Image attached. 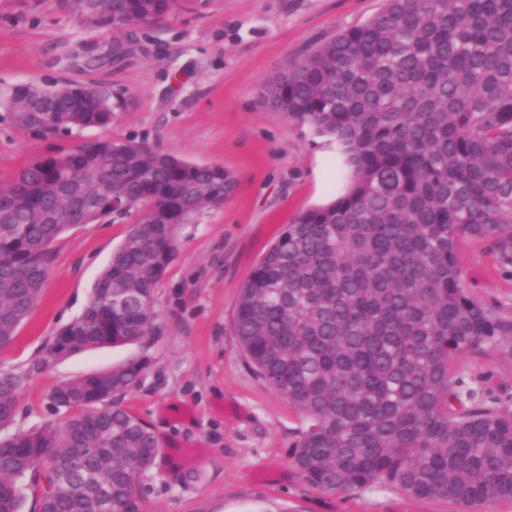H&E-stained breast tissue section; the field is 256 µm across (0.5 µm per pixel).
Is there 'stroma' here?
<instances>
[{"mask_svg": "<svg viewBox=\"0 0 512 512\" xmlns=\"http://www.w3.org/2000/svg\"><path fill=\"white\" fill-rule=\"evenodd\" d=\"M383 0H183L139 29L142 49L121 65L91 68L112 32L57 0H0V103L20 84H93L121 95L112 124L69 138H34L0 106V186L32 160L96 139H134L233 179L222 207L186 225L156 293L157 331L142 345L87 350L33 375L14 426L55 417L50 391L64 380L131 358L147 367L125 404L151 423L164 457L141 483L144 512H442L441 504L370 487L344 499L314 490L289 452L306 420L247 366L231 319L240 288L286 225L348 184L327 137L287 121L260 100L264 82L325 38L358 26ZM129 220L107 217L62 235L42 298L0 370H26L51 336L86 305L93 281ZM473 296L512 321V267L483 243L458 244ZM466 387L512 402V337L459 361Z\"/></svg>", "mask_w": 512, "mask_h": 512, "instance_id": "1", "label": "stroma"}]
</instances>
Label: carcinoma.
I'll use <instances>...</instances> for the list:
<instances>
[{
  "instance_id": "obj_1",
  "label": "carcinoma",
  "mask_w": 512,
  "mask_h": 512,
  "mask_svg": "<svg viewBox=\"0 0 512 512\" xmlns=\"http://www.w3.org/2000/svg\"><path fill=\"white\" fill-rule=\"evenodd\" d=\"M179 0H80L77 14L123 32L86 65L141 50L135 29ZM98 86L44 89L47 113H10L45 138L105 127L121 99ZM262 100L333 138L347 191L306 210L253 267L233 327L248 367L307 426L290 457L311 487L373 486L446 512L512 505V406L463 391L457 362L512 336L474 298L458 243L512 267V0H385L363 24L285 63ZM231 177L143 142L55 151L0 189V349L39 301L52 243L76 223L132 218L82 313L23 371L0 370V430L35 374L77 352L138 344L156 329V288L182 227L220 206ZM137 359L58 385L60 422L0 437V512H140L161 440L121 402ZM112 497V510L103 507Z\"/></svg>"
}]
</instances>
